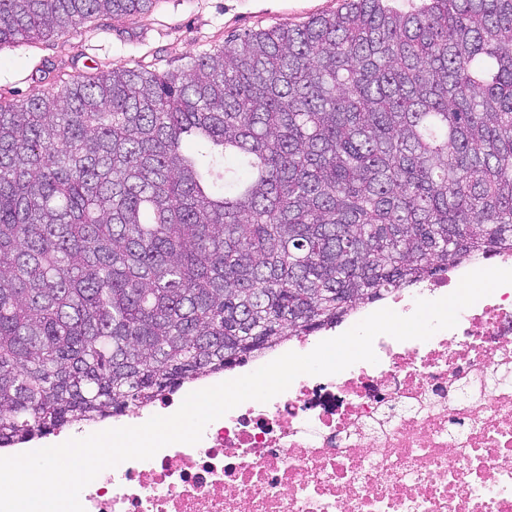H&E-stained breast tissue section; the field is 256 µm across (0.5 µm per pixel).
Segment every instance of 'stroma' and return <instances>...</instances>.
Returning <instances> with one entry per match:
<instances>
[{
  "mask_svg": "<svg viewBox=\"0 0 512 512\" xmlns=\"http://www.w3.org/2000/svg\"><path fill=\"white\" fill-rule=\"evenodd\" d=\"M343 0H157L148 13L118 19L103 16L76 46L35 39L0 49V96L22 100L45 63L61 74L89 67L136 65L165 69L192 58L231 35L298 24L336 11Z\"/></svg>",
  "mask_w": 512,
  "mask_h": 512,
  "instance_id": "stroma-1",
  "label": "stroma"
}]
</instances>
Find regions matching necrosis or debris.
Masks as SVG:
<instances>
[{
    "mask_svg": "<svg viewBox=\"0 0 512 512\" xmlns=\"http://www.w3.org/2000/svg\"><path fill=\"white\" fill-rule=\"evenodd\" d=\"M467 266L386 308L453 292ZM377 363L302 375L211 422L198 444L103 470L85 512H512V285Z\"/></svg>",
    "mask_w": 512,
    "mask_h": 512,
    "instance_id": "necrosis-or-debris-1",
    "label": "necrosis or debris"
}]
</instances>
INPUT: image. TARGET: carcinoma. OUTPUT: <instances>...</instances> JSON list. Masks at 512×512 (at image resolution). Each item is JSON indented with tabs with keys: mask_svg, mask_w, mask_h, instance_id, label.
<instances>
[{
	"mask_svg": "<svg viewBox=\"0 0 512 512\" xmlns=\"http://www.w3.org/2000/svg\"><path fill=\"white\" fill-rule=\"evenodd\" d=\"M156 0H0V47ZM0 97V447L512 254V0H344Z\"/></svg>",
	"mask_w": 512,
	"mask_h": 512,
	"instance_id": "1",
	"label": "carcinoma"
}]
</instances>
